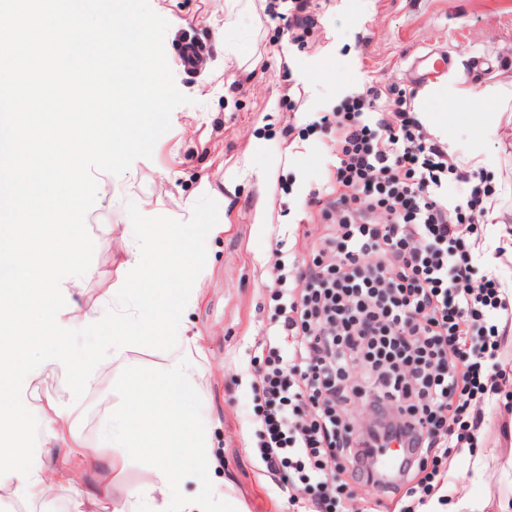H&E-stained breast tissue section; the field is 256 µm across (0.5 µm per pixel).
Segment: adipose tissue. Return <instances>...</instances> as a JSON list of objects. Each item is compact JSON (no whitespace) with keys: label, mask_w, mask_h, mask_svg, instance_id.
Masks as SVG:
<instances>
[{"label":"adipose tissue","mask_w":512,"mask_h":512,"mask_svg":"<svg viewBox=\"0 0 512 512\" xmlns=\"http://www.w3.org/2000/svg\"><path fill=\"white\" fill-rule=\"evenodd\" d=\"M196 368L194 348L188 345L168 361L161 386L148 392L133 388L127 408L113 414L104 431L105 443L121 449L118 457L104 458L98 449L85 446L64 405L48 402L41 445L68 449L69 455L65 467L39 470L34 495L42 497L54 487L68 486L90 503L125 512L123 504L112 500L107 475L125 468L130 457L141 456L147 461L146 472L129 494L134 512H227L228 497L213 477L216 460L210 436L188 407ZM188 481L197 485L192 498L172 495L173 484Z\"/></svg>","instance_id":"adipose-tissue-1"}]
</instances>
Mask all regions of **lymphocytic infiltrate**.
Here are the masks:
<instances>
[{
  "mask_svg": "<svg viewBox=\"0 0 512 512\" xmlns=\"http://www.w3.org/2000/svg\"><path fill=\"white\" fill-rule=\"evenodd\" d=\"M266 4L298 45L317 26L313 0ZM375 90L315 113L327 179L306 194L323 221L309 255L272 239L270 320L254 369L256 455L288 478L304 512H352L349 487L421 512L450 457L478 445L484 408L512 379V229L490 246L497 190L460 168L428 132L411 97ZM363 410L361 426L349 409ZM400 463L383 475L391 447Z\"/></svg>",
  "mask_w": 512,
  "mask_h": 512,
  "instance_id": "lymphocytic-infiltrate-1",
  "label": "lymphocytic infiltrate"
}]
</instances>
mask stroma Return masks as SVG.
Instances as JSON below:
<instances>
[{"label": "stroma", "instance_id": "obj_1", "mask_svg": "<svg viewBox=\"0 0 512 512\" xmlns=\"http://www.w3.org/2000/svg\"><path fill=\"white\" fill-rule=\"evenodd\" d=\"M169 28L165 51L175 83L189 99L174 109L171 128L151 158L137 159L122 175L96 172L97 198L86 217L95 243L80 288L64 293L83 310L99 308L117 270L131 259L137 242L126 211L135 202L147 216L181 221L207 195L218 204V233L207 237V260L195 285L198 299L182 315L178 334L199 337L193 404L211 436L216 474L244 512H294L275 495L276 476L253 456L255 438L246 424L252 393L244 376L249 349L262 341L269 295L263 261L280 225L304 220V194L326 178L320 134L290 137V103L284 92L297 87L305 112H326L346 96L376 87L426 90L415 61L424 54L447 58L441 82L475 91L499 87L481 101L496 121L484 139L482 172L501 193L493 212L512 226V0H328L318 17L313 48L289 44L282 23L263 13V0H243L232 25L224 23V0H150ZM203 47L198 70L182 67L184 35ZM168 352L132 346L110 372L73 400L63 366L48 361L33 373L25 393L28 409L42 416L47 399L70 407L69 421L86 446H97L113 413L127 406L128 391L157 379ZM512 414L489 411L480 436L485 471L474 477L472 461H448V479L472 486L482 497L512 495L504 476V427ZM0 512H89L72 490L59 487L49 498L16 495L10 476L0 477Z\"/></svg>", "mask_w": 512, "mask_h": 512}]
</instances>
